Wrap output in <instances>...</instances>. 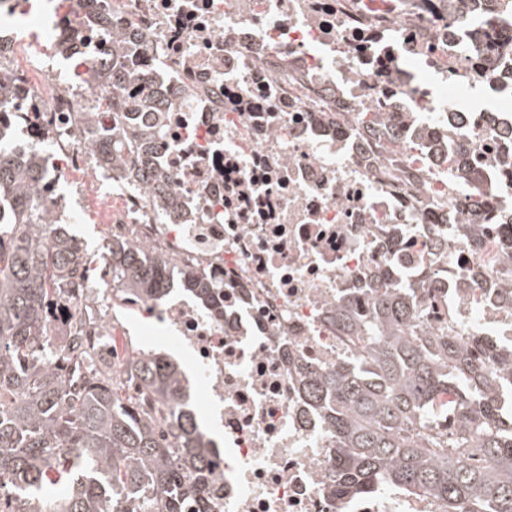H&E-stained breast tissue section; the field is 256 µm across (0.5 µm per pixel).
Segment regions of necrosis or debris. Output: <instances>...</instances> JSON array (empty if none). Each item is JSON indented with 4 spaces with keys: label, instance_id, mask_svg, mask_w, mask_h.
Wrapping results in <instances>:
<instances>
[{
    "label": "necrosis or debris",
    "instance_id": "1",
    "mask_svg": "<svg viewBox=\"0 0 512 512\" xmlns=\"http://www.w3.org/2000/svg\"><path fill=\"white\" fill-rule=\"evenodd\" d=\"M0 0V66L18 78L0 138L45 155L41 195L77 223L60 186L101 185L78 111L108 108L88 69L112 70V44L88 19L130 33L120 52L163 103L154 170L177 205L157 224L148 189L122 209L98 198L110 238L194 268L205 301L173 286L154 305L157 343L197 381L211 467L205 512H448L433 494L336 488V450L301 376L359 354L336 324L380 283L413 285L414 319L502 374L490 398L512 408V294L500 246L512 239V0ZM76 41L87 60L57 83L40 39ZM386 113L366 127L358 113ZM464 146L489 199L447 147ZM70 356L74 330L107 355L112 324L90 288L50 315Z\"/></svg>",
    "mask_w": 512,
    "mask_h": 512
}]
</instances>
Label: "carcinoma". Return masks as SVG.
<instances>
[{"instance_id":"cac0c4a2","label":"carcinoma","mask_w":512,"mask_h":512,"mask_svg":"<svg viewBox=\"0 0 512 512\" xmlns=\"http://www.w3.org/2000/svg\"><path fill=\"white\" fill-rule=\"evenodd\" d=\"M131 83L124 62L112 61V111H139L144 122L113 150L96 144L97 161L134 191L156 183L153 213L166 224L173 202L153 168L159 109ZM125 154L137 167L124 166ZM41 179L37 157L0 154V198L13 199L18 220L0 224V512H181L183 500L203 492L211 460L178 366L136 353L128 382L138 394L125 402L91 351H81L85 366L74 382L54 365L45 322L91 259L60 226L45 241L50 215L33 193ZM106 249L115 292L155 302L166 295L165 267L145 249ZM412 309L410 288L394 284L364 315L339 309L336 321L363 342L359 359L304 377L336 438V482L350 494L383 485L428 491L448 512H512V414L488 401L496 372L458 343L422 341ZM444 394L453 450L437 459L425 430L428 419L439 422L432 410Z\"/></svg>"}]
</instances>
